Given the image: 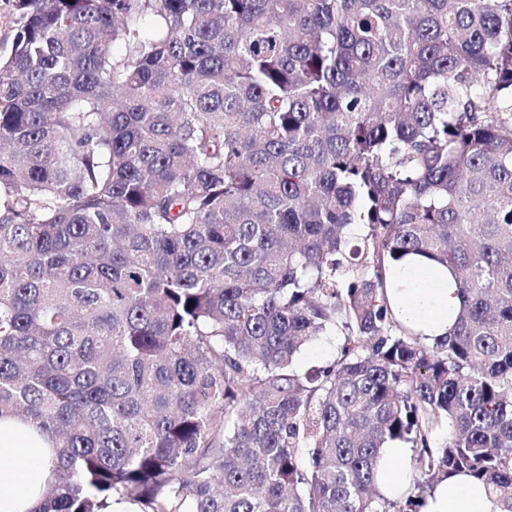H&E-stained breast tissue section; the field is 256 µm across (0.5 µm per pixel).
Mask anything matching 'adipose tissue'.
I'll return each mask as SVG.
<instances>
[{"label":"adipose tissue","mask_w":512,"mask_h":512,"mask_svg":"<svg viewBox=\"0 0 512 512\" xmlns=\"http://www.w3.org/2000/svg\"><path fill=\"white\" fill-rule=\"evenodd\" d=\"M400 321L413 326L422 340L452 331L460 300L449 268L417 256L391 270L388 290ZM46 438L11 418H0V512H33L53 474ZM410 451L392 444L381 453L378 488L394 499L408 487L406 462ZM422 512H500L482 484L465 474L439 482Z\"/></svg>","instance_id":"ef3b65f1"}]
</instances>
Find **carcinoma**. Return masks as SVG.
<instances>
[{"label": "carcinoma", "instance_id": "cac0c4a2", "mask_svg": "<svg viewBox=\"0 0 512 512\" xmlns=\"http://www.w3.org/2000/svg\"><path fill=\"white\" fill-rule=\"evenodd\" d=\"M15 8L0 418L53 448L35 512H421L452 473L512 512V0ZM410 255L460 295L428 343L387 296ZM341 341L342 336L334 334L319 336L305 345L296 355L295 365L302 371L316 370L324 366L336 358ZM410 456V479L415 461L414 453L401 444H390L383 448L378 469V488L381 494L394 499L403 494L408 487L406 462Z\"/></svg>", "mask_w": 512, "mask_h": 512}]
</instances>
